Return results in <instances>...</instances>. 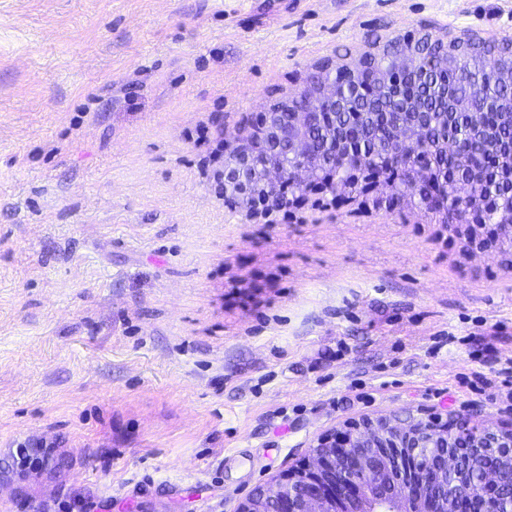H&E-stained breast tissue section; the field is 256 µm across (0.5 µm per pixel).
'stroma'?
I'll use <instances>...</instances> for the list:
<instances>
[{"label":"stroma","instance_id":"1","mask_svg":"<svg viewBox=\"0 0 512 512\" xmlns=\"http://www.w3.org/2000/svg\"><path fill=\"white\" fill-rule=\"evenodd\" d=\"M512 0H0V512H235L364 417L512 420V253L407 203L232 212L225 146ZM53 445L18 474L16 448Z\"/></svg>","mask_w":512,"mask_h":512}]
</instances>
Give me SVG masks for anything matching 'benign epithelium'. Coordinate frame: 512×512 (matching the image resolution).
I'll return each instance as SVG.
<instances>
[{
    "instance_id": "obj_1",
    "label": "benign epithelium",
    "mask_w": 512,
    "mask_h": 512,
    "mask_svg": "<svg viewBox=\"0 0 512 512\" xmlns=\"http://www.w3.org/2000/svg\"><path fill=\"white\" fill-rule=\"evenodd\" d=\"M485 69L512 67V39L473 35L443 41L428 32L394 38L377 55L329 75L317 68L310 88L291 107L276 104L260 115L254 131L224 152L215 175L224 203L250 219L278 223L311 196L327 193L341 203L378 185L391 188L393 208L405 202L382 169L408 159L430 165L442 156L457 163L445 169V184L418 193L426 169L408 181L419 203L449 223L477 225L496 245L512 242V213H498L499 193L490 177L512 173V147L498 149L485 125L489 102L480 94L450 112H430L400 92L401 76L432 86L437 58L462 63L475 48ZM460 119L484 131L495 165L483 171L462 165L465 151L456 134L439 141L432 128ZM461 492L448 494V477ZM235 512H512V423L470 426L433 413L405 421L382 416L352 421L320 438L305 462L255 488Z\"/></svg>"
}]
</instances>
